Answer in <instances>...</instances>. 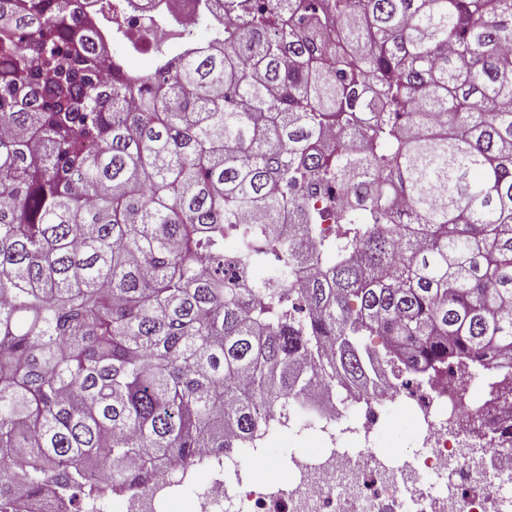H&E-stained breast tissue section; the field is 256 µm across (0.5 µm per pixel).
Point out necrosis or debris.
I'll list each match as a JSON object with an SVG mask.
<instances>
[{
  "instance_id": "necrosis-or-debris-1",
  "label": "necrosis or debris",
  "mask_w": 512,
  "mask_h": 512,
  "mask_svg": "<svg viewBox=\"0 0 512 512\" xmlns=\"http://www.w3.org/2000/svg\"><path fill=\"white\" fill-rule=\"evenodd\" d=\"M483 379L475 368L457 365L428 390L392 384L375 396L355 394L347 404L329 385L313 383L291 401L278 427L292 436L317 435L320 450L291 456L287 479L256 487L243 481L254 448L225 449L189 512H213L221 501L231 512H512V405L502 400L512 395V375L494 378L495 401L472 393ZM395 402L410 404L422 446L400 462L370 448ZM478 408L480 426L472 418Z\"/></svg>"
}]
</instances>
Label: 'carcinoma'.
Returning <instances> with one entry per match:
<instances>
[{
  "label": "carcinoma",
  "instance_id": "carcinoma-1",
  "mask_svg": "<svg viewBox=\"0 0 512 512\" xmlns=\"http://www.w3.org/2000/svg\"><path fill=\"white\" fill-rule=\"evenodd\" d=\"M194 3L141 77L117 0H0V504L512 371V0Z\"/></svg>",
  "mask_w": 512,
  "mask_h": 512
}]
</instances>
